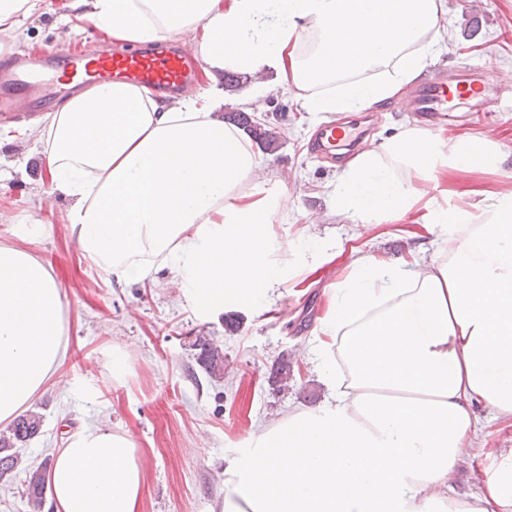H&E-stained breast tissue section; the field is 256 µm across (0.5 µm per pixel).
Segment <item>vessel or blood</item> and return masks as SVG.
<instances>
[{
	"instance_id": "1",
	"label": "vessel or blood",
	"mask_w": 512,
	"mask_h": 512,
	"mask_svg": "<svg viewBox=\"0 0 512 512\" xmlns=\"http://www.w3.org/2000/svg\"><path fill=\"white\" fill-rule=\"evenodd\" d=\"M192 59L187 47L160 44L93 56L48 52L35 69L19 49L0 63V120L12 122L52 107L62 88L75 90L89 83L129 82L175 97L197 77ZM478 93L469 69L464 68L450 76L438 72L421 80L409 90L404 104L417 117L431 121L446 116L452 105L473 108ZM351 136V131L328 122L316 133L311 151L335 156Z\"/></svg>"
}]
</instances>
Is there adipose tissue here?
I'll use <instances>...</instances> for the list:
<instances>
[{
    "label": "adipose tissue",
    "mask_w": 512,
    "mask_h": 512,
    "mask_svg": "<svg viewBox=\"0 0 512 512\" xmlns=\"http://www.w3.org/2000/svg\"><path fill=\"white\" fill-rule=\"evenodd\" d=\"M113 38L153 42L202 27L216 79L273 71L304 111L343 113L402 95L445 45L446 0H75ZM224 93L167 105L145 88L90 86L40 131L55 191L73 200L70 234L116 282L171 267L202 314L269 304L288 280L286 241L269 232L280 196L252 186L259 156L215 112ZM484 137L448 141L406 125L343 171L337 215L387 223L415 210L439 168L487 170ZM445 235L432 258L359 255L330 288L306 355L329 390L253 434L224 469L221 512H512V448H490L477 414L512 427V193L423 214ZM51 269L0 245V422L25 411L67 351ZM490 460L480 488L461 465ZM141 473L127 437L70 433L53 457L56 512H137ZM487 463L476 464L472 469H469L468 464L464 465L462 471L455 481V487L459 493H473L478 490L480 480L484 476V470Z\"/></svg>",
    "instance_id": "adipose-tissue-1"
}]
</instances>
